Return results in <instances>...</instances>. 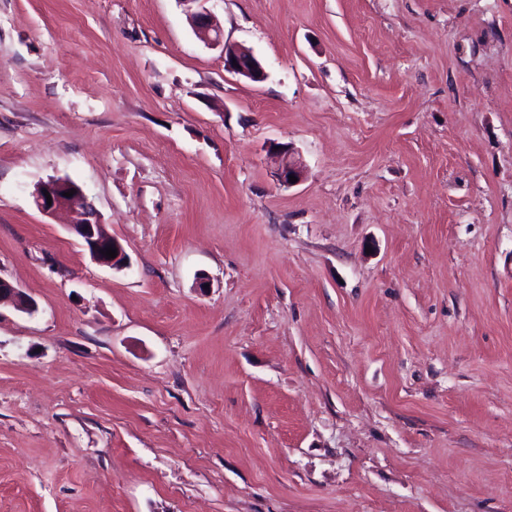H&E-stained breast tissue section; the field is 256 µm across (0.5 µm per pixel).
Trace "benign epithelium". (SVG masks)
Segmentation results:
<instances>
[{"label":"benign epithelium","mask_w":512,"mask_h":512,"mask_svg":"<svg viewBox=\"0 0 512 512\" xmlns=\"http://www.w3.org/2000/svg\"><path fill=\"white\" fill-rule=\"evenodd\" d=\"M193 32L208 46L221 48L224 57V70L254 83L266 79V72L253 51L243 45L229 44L223 41L222 29L215 18L206 9L188 12ZM300 162L295 160L290 150H281V158L275 172L276 180L283 186H291L289 176L301 177ZM75 190L70 197L64 193ZM51 198H46V195ZM33 201L38 210L44 214H52L61 209L73 210L77 220L71 226L72 232L79 237L87 248L92 261L102 267L115 271L129 268L128 257L123 245L111 234L105 232L104 222L94 207L87 202L78 186L68 179L50 177L40 182L34 193ZM117 249V256L106 258L103 252L107 248ZM9 300L14 308L28 315L37 311V303L28 297L20 288L0 278V302Z\"/></svg>","instance_id":"benign-epithelium-1"}]
</instances>
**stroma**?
I'll return each instance as SVG.
<instances>
[{
  "label": "stroma",
  "mask_w": 512,
  "mask_h": 512,
  "mask_svg": "<svg viewBox=\"0 0 512 512\" xmlns=\"http://www.w3.org/2000/svg\"><path fill=\"white\" fill-rule=\"evenodd\" d=\"M205 7L0 0V512H512V0ZM193 32L208 46L221 47L224 57V70L254 83L266 79V72L253 51L243 45L223 41L222 29L215 18L205 8L188 12ZM236 61L237 66H233ZM281 154L280 162L275 172V178L281 185L289 187L294 184L290 182L289 175H294L298 181L301 177L302 168L300 162L295 160L292 156L289 148H283ZM72 189H75V194L72 197L63 196L64 192ZM44 191H48L51 195V206L47 204ZM33 201L36 208L44 214H53L61 209H69L77 213V220L75 224H72L71 230L82 240L95 264L115 271L129 268L128 257L123 245L107 231L105 232V224L100 215L87 202L75 183L68 179L50 177L37 185L33 193ZM77 204H81V206ZM109 247L117 249L115 258L107 259L106 255H103V252ZM4 300L11 301L14 308L21 313L32 315L37 311V303L33 299L20 288L0 278V303Z\"/></svg>",
  "instance_id": "1"
}]
</instances>
